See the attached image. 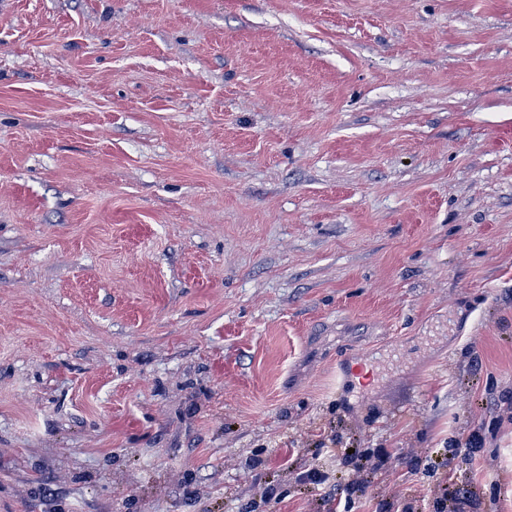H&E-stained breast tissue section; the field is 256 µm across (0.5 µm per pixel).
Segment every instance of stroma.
I'll return each instance as SVG.
<instances>
[{
    "label": "stroma",
    "instance_id": "stroma-1",
    "mask_svg": "<svg viewBox=\"0 0 512 512\" xmlns=\"http://www.w3.org/2000/svg\"><path fill=\"white\" fill-rule=\"evenodd\" d=\"M331 437L512 512V0H0V512H323Z\"/></svg>",
    "mask_w": 512,
    "mask_h": 512
}]
</instances>
